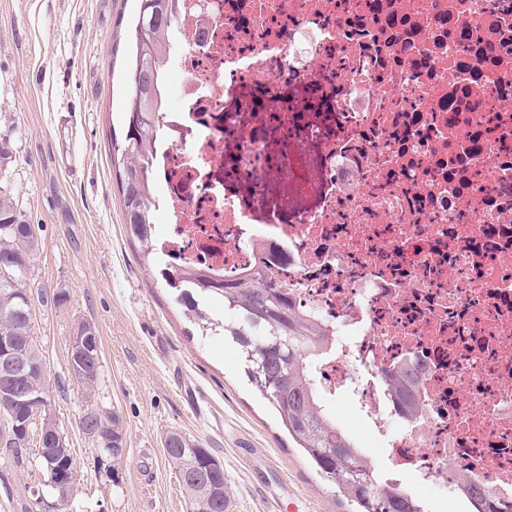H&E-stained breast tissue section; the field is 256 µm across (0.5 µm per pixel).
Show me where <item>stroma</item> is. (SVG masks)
I'll list each match as a JSON object with an SVG mask.
<instances>
[{
	"label": "stroma",
	"instance_id": "35a3bbf8",
	"mask_svg": "<svg viewBox=\"0 0 512 512\" xmlns=\"http://www.w3.org/2000/svg\"><path fill=\"white\" fill-rule=\"evenodd\" d=\"M138 0H0V148L39 250L31 282L66 291L36 306L51 409L78 470L86 512H188L164 454L179 432L221 461L232 512H351L250 384L231 342L205 336L151 270L125 226L112 165L127 103L128 26ZM96 325L104 384L93 401L122 421L124 459L108 471L79 419L87 402L68 370L78 322Z\"/></svg>",
	"mask_w": 512,
	"mask_h": 512
}]
</instances>
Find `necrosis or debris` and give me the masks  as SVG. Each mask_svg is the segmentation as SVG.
Here are the masks:
<instances>
[{"label":"necrosis or debris","mask_w":512,"mask_h":512,"mask_svg":"<svg viewBox=\"0 0 512 512\" xmlns=\"http://www.w3.org/2000/svg\"><path fill=\"white\" fill-rule=\"evenodd\" d=\"M166 244L329 332L328 408L450 501L512 499V0H175ZM419 366L420 410L382 370Z\"/></svg>","instance_id":"obj_1"}]
</instances>
